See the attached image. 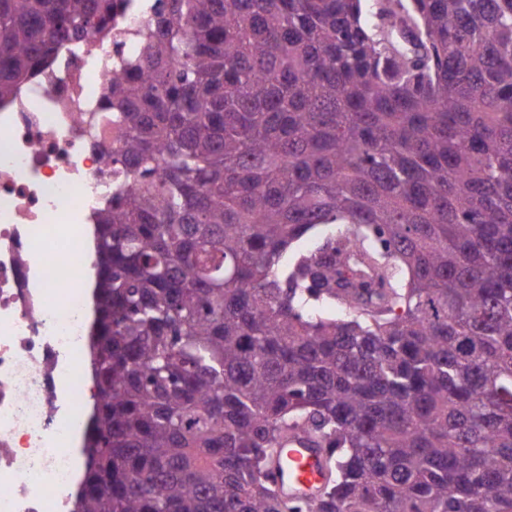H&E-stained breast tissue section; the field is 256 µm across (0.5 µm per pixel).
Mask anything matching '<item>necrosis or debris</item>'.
Instances as JSON below:
<instances>
[{"mask_svg":"<svg viewBox=\"0 0 512 512\" xmlns=\"http://www.w3.org/2000/svg\"><path fill=\"white\" fill-rule=\"evenodd\" d=\"M159 0H123L0 103V512H66L61 424H80L89 226L112 197L103 154L117 127L110 76L143 48Z\"/></svg>","mask_w":512,"mask_h":512,"instance_id":"4bbe7bcc","label":"necrosis or debris"}]
</instances>
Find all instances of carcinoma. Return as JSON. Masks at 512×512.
<instances>
[{"label": "carcinoma", "mask_w": 512, "mask_h": 512, "mask_svg": "<svg viewBox=\"0 0 512 512\" xmlns=\"http://www.w3.org/2000/svg\"><path fill=\"white\" fill-rule=\"evenodd\" d=\"M118 2L0 0V102ZM104 107L71 512H512V0H166ZM296 446L287 449L288 466L281 464L280 472H275L274 477L283 496L307 499L323 482L324 468L315 448Z\"/></svg>", "instance_id": "carcinoma-1"}]
</instances>
